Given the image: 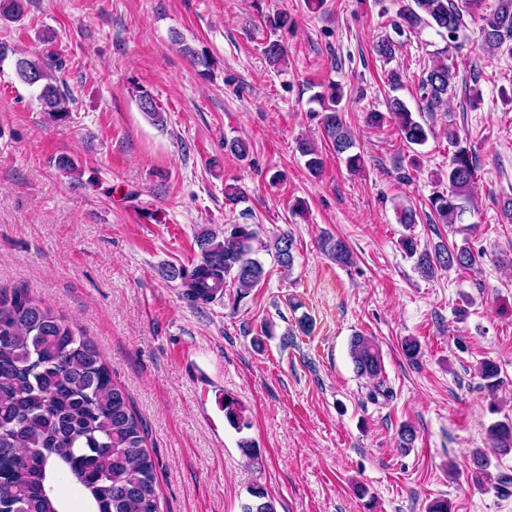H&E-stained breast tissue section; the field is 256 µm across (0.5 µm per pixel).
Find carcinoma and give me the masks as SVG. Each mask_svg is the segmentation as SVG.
I'll return each mask as SVG.
<instances>
[{"label":"carcinoma","mask_w":512,"mask_h":512,"mask_svg":"<svg viewBox=\"0 0 512 512\" xmlns=\"http://www.w3.org/2000/svg\"><path fill=\"white\" fill-rule=\"evenodd\" d=\"M480 8L481 0H406L397 13L396 32L430 28L446 42L431 54L432 63L419 80L421 111L438 112L447 106L458 75L456 56L449 48L465 28L464 16ZM24 12L25 0H0V19L18 22ZM481 21V47L492 56L512 55V0H496ZM42 44L34 55L14 54V69L22 82L39 89L42 111L62 121L69 117L56 76L64 65L62 50L52 33L43 36ZM397 48L398 43L388 36L380 37L374 46L386 61L394 58ZM136 100L153 123L163 122L161 107L151 94L140 90ZM341 100V89L328 86L327 93L320 95L319 124L326 143L356 171L361 155L353 152L355 142L343 123ZM387 110L386 115L366 113V123L377 126L389 117L410 145L422 146L432 135L430 126L420 122L402 99L388 98ZM448 144L453 147L448 192L430 198V209L441 223L456 224L472 203L478 164L451 129ZM299 149L310 173H319L323 161L318 149L307 141ZM196 244L199 255L192 267L171 265L166 276L180 282L182 296L197 306L224 295L228 277L242 297L257 287L266 276L263 264L254 258L261 250L273 252L277 265L286 271L295 261L291 236L282 234L265 242L253 224H227L222 238L203 232ZM403 245L425 278L439 269H471L482 258L465 245L420 251L410 238ZM320 247L338 264L352 262L353 254L340 238L325 237ZM350 357L357 375L372 382L369 399L386 396L381 381L384 365L376 343L362 334L352 336ZM500 373L491 360L479 368L491 392L500 386ZM224 421L238 433L250 428L244 407L227 394ZM489 436L496 454L512 453V421L494 423ZM145 444L143 421L132 410L125 391L113 382L112 369L100 349L81 336L71 321L25 292L0 287V512H67L58 494L67 480L75 481L88 495V512H159V462ZM472 464L471 480L484 485L490 465L487 454L475 452ZM247 494L241 512H276L263 485H250Z\"/></svg>","instance_id":"carcinoma-1"}]
</instances>
